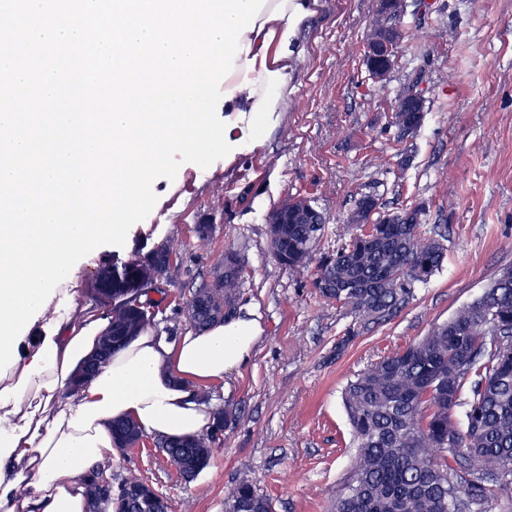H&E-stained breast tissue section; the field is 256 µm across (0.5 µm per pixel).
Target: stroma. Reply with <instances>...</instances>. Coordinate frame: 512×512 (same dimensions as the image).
Masks as SVG:
<instances>
[{"label": "stroma", "instance_id": "35a3bbf8", "mask_svg": "<svg viewBox=\"0 0 512 512\" xmlns=\"http://www.w3.org/2000/svg\"><path fill=\"white\" fill-rule=\"evenodd\" d=\"M406 4L405 37L379 83L364 62L377 0H318L302 29L308 50L290 74L293 92L265 142L230 163H186L175 180L156 179L157 203L124 246L81 259L70 288L88 314L105 307L97 293L104 268L172 245L175 279L150 326L175 340L192 328V289L236 252L243 282L234 314L254 313L264 328L250 360L209 388L215 407L237 414L209 466L185 481L146 434L117 450L106 472L112 483L136 476L170 512H225L228 491L244 478L272 512H330L353 453L347 382L448 320L512 264V0ZM411 91L422 94L425 118L404 138L394 113ZM365 195L389 212L421 207L426 231L448 228L441 269L379 325L323 299L312 270H288L268 247L269 215L303 197L326 218L317 256L332 254ZM205 221L216 230L203 242L196 227Z\"/></svg>", "mask_w": 512, "mask_h": 512}]
</instances>
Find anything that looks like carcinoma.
Segmentation results:
<instances>
[{
    "mask_svg": "<svg viewBox=\"0 0 512 512\" xmlns=\"http://www.w3.org/2000/svg\"><path fill=\"white\" fill-rule=\"evenodd\" d=\"M422 211L403 208L391 223L354 224L336 252L315 258L324 230L316 209L269 241L278 262L300 271L316 264L313 286L359 318L380 324L405 307L445 258V234L423 237ZM173 248L149 261L104 270L99 291L112 299L111 327L86 367L105 362L149 324L138 305L151 303L149 286L171 282ZM243 268L226 253L221 288L199 300L193 325L208 327L235 309ZM356 454L332 492L333 512H489L512 491V265L502 267L483 293L419 341L388 353L360 371L343 393ZM139 428L112 423L115 442L130 446ZM170 464L189 480L210 461L215 441L194 446L161 439ZM104 466L86 484L88 512H139L138 505L98 485ZM227 512H271L268 499L241 479L229 490Z\"/></svg>",
    "mask_w": 512,
    "mask_h": 512,
    "instance_id": "obj_1",
    "label": "carcinoma"
}]
</instances>
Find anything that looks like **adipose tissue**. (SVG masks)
Listing matches in <instances>:
<instances>
[{
	"instance_id": "1",
	"label": "adipose tissue",
	"mask_w": 512,
	"mask_h": 512,
	"mask_svg": "<svg viewBox=\"0 0 512 512\" xmlns=\"http://www.w3.org/2000/svg\"><path fill=\"white\" fill-rule=\"evenodd\" d=\"M318 0H267L224 82V157L259 146L288 103V76L306 47ZM108 317L63 318L0 377V512H87L83 476L116 453L112 423L134 420L168 439L201 436L214 407L197 392L247 362L263 334L238 317L171 341L143 329L94 372Z\"/></svg>"
}]
</instances>
